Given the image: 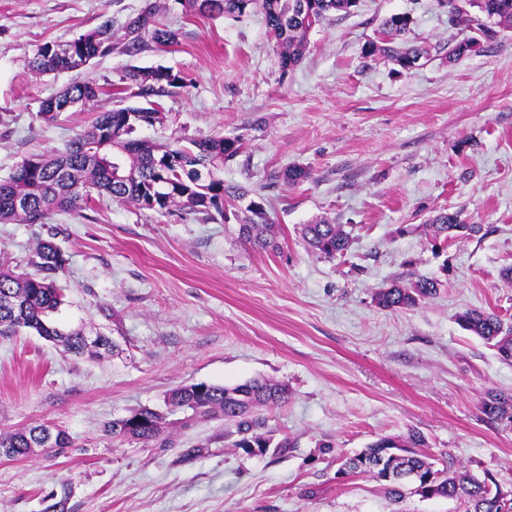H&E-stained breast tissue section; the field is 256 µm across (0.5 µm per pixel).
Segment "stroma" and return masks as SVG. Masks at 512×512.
<instances>
[{
    "label": "stroma",
    "mask_w": 512,
    "mask_h": 512,
    "mask_svg": "<svg viewBox=\"0 0 512 512\" xmlns=\"http://www.w3.org/2000/svg\"><path fill=\"white\" fill-rule=\"evenodd\" d=\"M151 4L177 44L131 56L116 38L84 69L32 71L41 44L107 20L118 35ZM400 13L429 51L410 71L361 54ZM461 38L435 0H359L312 29L286 71L256 9L234 18L189 16L177 0H0V179L118 105L103 96L49 122L42 100L76 80L107 85L161 65L186 85L137 138L238 140L224 180L261 193L282 231L280 250L265 251L242 243L235 224L108 198L41 224L0 223V264L18 272H33L39 240L55 235L67 257L56 322L120 349L91 361L31 333L0 338V433L44 424L74 441L65 455L0 457V512H41L64 481L68 512H463L415 494L393 504L371 479L337 477L338 457L412 431L435 458L512 489V423L481 411L488 393H512V363L456 321L482 308L512 324V29L448 62ZM291 166L308 179L285 186L278 175ZM446 210L483 234L434 251L424 226ZM324 217L350 232L344 257L303 243L300 225ZM412 274L444 286L411 309L376 305V292ZM254 378L286 385L285 404L251 418L293 448L232 447L220 416L173 424L162 444L103 433L136 409H164L177 387Z\"/></svg>",
    "instance_id": "35a3bbf8"
}]
</instances>
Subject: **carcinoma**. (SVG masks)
<instances>
[{
    "label": "carcinoma",
    "mask_w": 512,
    "mask_h": 512,
    "mask_svg": "<svg viewBox=\"0 0 512 512\" xmlns=\"http://www.w3.org/2000/svg\"><path fill=\"white\" fill-rule=\"evenodd\" d=\"M358 0H180L186 10L201 16H242L249 9H259L269 35L280 48L282 69L290 70L298 64L306 48V35L311 22H324L333 13H349ZM490 18V33L482 38L488 42L500 28L512 29V0H484ZM152 5L124 26V50L130 54L141 51L152 42L159 47L178 43L177 30L155 19ZM412 19L407 14H396L387 19L378 35L362 48V56L382 55L402 69L416 59L428 57L424 46H408L398 42L410 29ZM449 24L465 36L448 45V62L475 53L473 18L458 12ZM112 52V32L109 22L79 34L66 43L46 42L30 61L38 73H60L71 69L70 58L75 56L88 64ZM184 86V79L171 69L133 66L125 70L119 81L108 86L94 81H83L67 86L61 92L41 102L40 114L50 121L71 102L82 108L108 95L122 102H136L107 112H100L91 125L64 148L46 155H32L24 159L14 173L0 182V223L41 224L54 209L75 210L89 205L95 197H109L122 204H132L142 210L168 211L179 206L208 219L220 216L227 220L226 207L239 209L243 214L238 235L241 241L261 249L277 248L278 226L270 219L262 196L238 185L224 183L221 172L224 161L240 149L236 141L222 136L201 140L175 139L157 143L133 137L139 125H154L161 120L162 98L172 90ZM119 155L122 172H112L110 159ZM20 196L28 203L22 212L14 208L13 200ZM433 238L445 243L458 238L475 237L483 231L481 224H467L458 211H445L428 224ZM301 236L310 251L334 258L344 254L349 245V233L343 225L321 219L304 224ZM36 273L16 274L0 268V336L29 331L62 346L76 357L97 355L86 349L83 330L64 331L53 320V314L63 303L61 289L54 275L65 264L64 253L49 237L36 248ZM442 282L426 276H410L378 293L377 305L386 310L408 309L436 295ZM463 329L481 338L494 348L502 360L512 361V325L497 314L479 309H467L457 316ZM10 332H4V327ZM288 389L285 385L266 380L251 379L233 387L198 383L174 389L167 399L168 407L189 412L191 416L208 413L220 415L235 426L237 439L232 446L248 452H265L270 448L281 452L294 447L288 438L274 441L270 435L253 431L250 413L259 407H274L285 403ZM482 412L489 418L512 422V396L491 392L483 401ZM137 428L124 431L122 421H111L104 432L120 442L137 441L147 446L162 436L166 416L152 408L143 407L131 413ZM44 427L40 425L0 434V457L10 459L31 454L30 442ZM424 437L415 432L402 439L382 436L369 443L361 452L342 459L337 474L367 476L385 483L389 499L398 503L405 497L410 484L402 480L414 475L415 492L426 496L462 500L465 512H503L501 486L486 474L479 476L466 467L445 464L436 467L422 451ZM70 487L63 482L52 495L44 512H65Z\"/></svg>",
    "instance_id": "carcinoma-1"
}]
</instances>
